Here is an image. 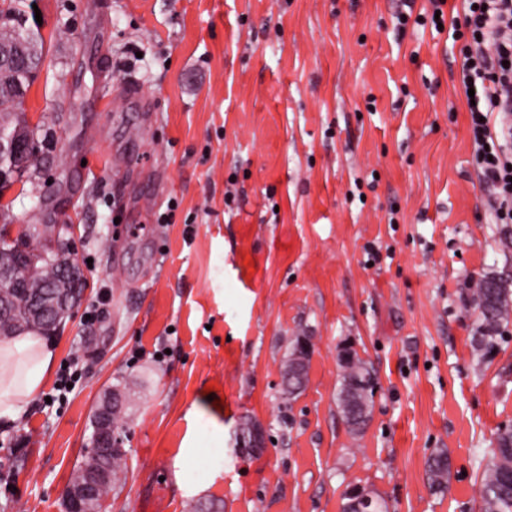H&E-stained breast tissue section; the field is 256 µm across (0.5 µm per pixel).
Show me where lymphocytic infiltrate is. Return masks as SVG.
<instances>
[{"instance_id": "obj_1", "label": "lymphocytic infiltrate", "mask_w": 512, "mask_h": 512, "mask_svg": "<svg viewBox=\"0 0 512 512\" xmlns=\"http://www.w3.org/2000/svg\"><path fill=\"white\" fill-rule=\"evenodd\" d=\"M465 24L452 35L470 36L461 67L464 88L473 90L469 130L477 167L494 195L501 223H512V0H464Z\"/></svg>"}]
</instances>
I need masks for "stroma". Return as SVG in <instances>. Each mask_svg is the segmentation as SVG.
<instances>
[{
    "instance_id": "obj_1",
    "label": "stroma",
    "mask_w": 512,
    "mask_h": 512,
    "mask_svg": "<svg viewBox=\"0 0 512 512\" xmlns=\"http://www.w3.org/2000/svg\"><path fill=\"white\" fill-rule=\"evenodd\" d=\"M403 2L37 0L41 168L0 203L19 227H73L85 296L50 340L81 380L0 419V512H62L127 378L110 512H343L355 486L389 512H480L512 425V324L483 356L467 296L512 252L474 161L463 44L398 34ZM345 347L375 381L356 436L336 403ZM426 473L430 488L443 492L448 487L450 459L448 453L440 450L432 455L426 463Z\"/></svg>"
}]
</instances>
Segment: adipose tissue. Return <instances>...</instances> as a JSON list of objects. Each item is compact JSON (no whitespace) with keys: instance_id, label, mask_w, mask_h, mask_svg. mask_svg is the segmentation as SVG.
I'll list each match as a JSON object with an SVG mask.
<instances>
[{"instance_id":"obj_1","label":"adipose tissue","mask_w":512,"mask_h":512,"mask_svg":"<svg viewBox=\"0 0 512 512\" xmlns=\"http://www.w3.org/2000/svg\"><path fill=\"white\" fill-rule=\"evenodd\" d=\"M54 359L53 345L38 334L0 340V418H16L41 392Z\"/></svg>"}]
</instances>
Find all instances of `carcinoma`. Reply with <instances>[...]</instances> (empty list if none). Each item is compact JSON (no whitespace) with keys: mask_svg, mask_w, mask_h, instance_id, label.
<instances>
[{"mask_svg":"<svg viewBox=\"0 0 512 512\" xmlns=\"http://www.w3.org/2000/svg\"><path fill=\"white\" fill-rule=\"evenodd\" d=\"M7 7H0V140L16 138L31 144V150L22 156L28 169L37 166L35 140L39 127H30L23 108V98L33 83L43 62L44 42L41 34L25 27L27 22L24 7H32L35 0H0ZM23 47L30 65L25 69L12 66L7 56ZM59 267L46 261L32 265L28 256L15 257L11 276L16 288L5 291L0 298V336L5 338L28 329L41 334L56 328L50 320L36 312L15 303L17 293L40 291L51 292L58 283ZM472 304L478 311L476 346L487 353L493 350L504 328L512 322V270L504 267L483 275L472 293ZM342 384L339 403L342 412L357 410V417L351 426L358 427L369 416V407L374 396V379L367 364L354 356L342 363ZM496 450L482 475L481 512H512V425L498 429ZM123 451L112 449V455L105 461L112 478L100 482L96 488V500L104 501L112 489L121 470ZM430 488L442 492L448 487L450 459L448 453L440 450L426 463Z\"/></svg>","mask_w":512,"mask_h":512,"instance_id":"1","label":"carcinoma"}]
</instances>
